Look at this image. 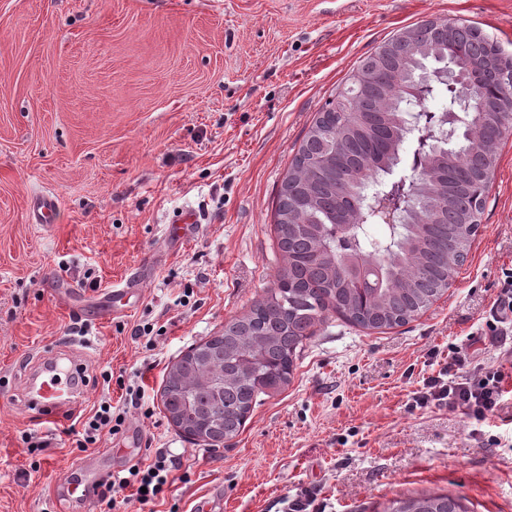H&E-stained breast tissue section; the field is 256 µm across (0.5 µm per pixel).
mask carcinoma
<instances>
[{"label":"carcinoma","instance_id":"1","mask_svg":"<svg viewBox=\"0 0 512 512\" xmlns=\"http://www.w3.org/2000/svg\"><path fill=\"white\" fill-rule=\"evenodd\" d=\"M466 41L429 37L394 46L395 71L372 70L362 84L348 82L309 127L274 211L280 251L273 287L249 312L196 344L168 370L162 391L168 419L185 436L213 447L236 438L259 395L290 382L294 361L314 328L335 313L353 326L374 330L415 319L451 286L463 265L480 212L495 145L509 130L485 123L479 100L492 97L512 116V89L497 74L469 88H451L426 63L462 70L470 45L483 55L498 49L474 25H459ZM440 110L413 111L419 101L404 91L423 75ZM467 111L450 142L437 140V117ZM432 132L434 149L413 156L406 211H389L399 181L386 179L409 134ZM380 224L385 235L371 240ZM382 512H464L446 494L389 501Z\"/></svg>","mask_w":512,"mask_h":512}]
</instances>
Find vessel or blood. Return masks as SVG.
I'll list each match as a JSON object with an SVG mask.
<instances>
[{"mask_svg":"<svg viewBox=\"0 0 512 512\" xmlns=\"http://www.w3.org/2000/svg\"><path fill=\"white\" fill-rule=\"evenodd\" d=\"M58 203L51 193H43L32 206L36 223L52 221ZM85 364L75 358H61L57 354L43 356L35 370L27 376L23 398L28 409L44 419H59L69 413L72 406L83 397L80 378L86 377Z\"/></svg>","mask_w":512,"mask_h":512,"instance_id":"vessel-or-blood-1","label":"vessel or blood"}]
</instances>
